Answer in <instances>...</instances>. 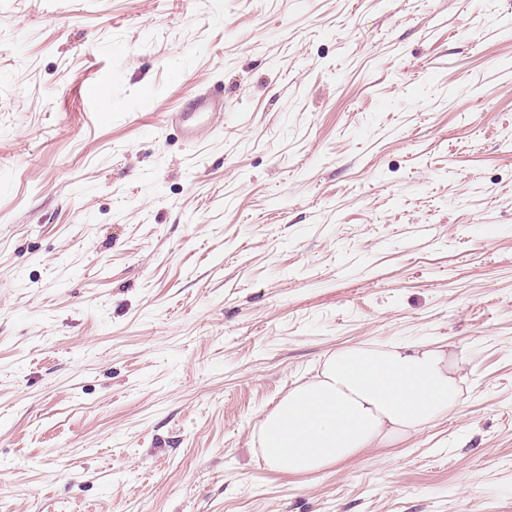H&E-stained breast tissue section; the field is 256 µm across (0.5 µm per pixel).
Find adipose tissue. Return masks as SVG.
Returning <instances> with one entry per match:
<instances>
[{
  "mask_svg": "<svg viewBox=\"0 0 512 512\" xmlns=\"http://www.w3.org/2000/svg\"><path fill=\"white\" fill-rule=\"evenodd\" d=\"M458 363L432 342L337 349L254 429L271 471L308 475L383 448L458 406Z\"/></svg>",
  "mask_w": 512,
  "mask_h": 512,
  "instance_id": "1",
  "label": "adipose tissue"
}]
</instances>
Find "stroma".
<instances>
[{
    "mask_svg": "<svg viewBox=\"0 0 512 512\" xmlns=\"http://www.w3.org/2000/svg\"><path fill=\"white\" fill-rule=\"evenodd\" d=\"M424 339L455 412L257 459L326 355ZM0 512H512V0H0ZM161 122L165 126L176 127L187 142H193L199 128L224 120V99L211 91L195 95L178 112H164Z\"/></svg>",
    "mask_w": 512,
    "mask_h": 512,
    "instance_id": "35a3bbf8",
    "label": "stroma"
}]
</instances>
